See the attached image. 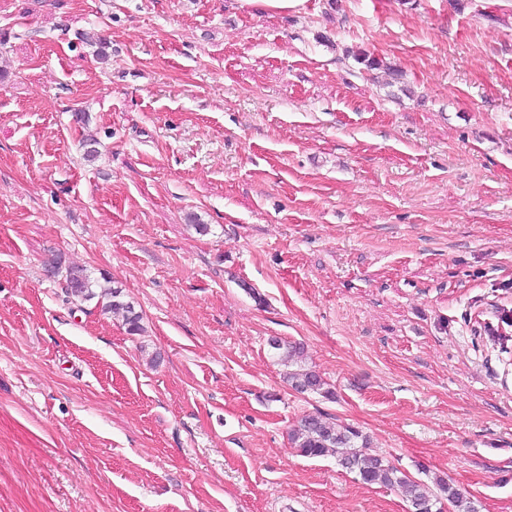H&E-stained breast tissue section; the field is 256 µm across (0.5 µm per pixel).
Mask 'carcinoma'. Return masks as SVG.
I'll use <instances>...</instances> for the list:
<instances>
[{"label":"carcinoma","mask_w":512,"mask_h":512,"mask_svg":"<svg viewBox=\"0 0 512 512\" xmlns=\"http://www.w3.org/2000/svg\"><path fill=\"white\" fill-rule=\"evenodd\" d=\"M67 293L79 301L98 299L102 312L122 316L130 333L141 331V317L132 303L123 300L122 289L102 284L90 278L85 270H68ZM271 348L286 366V381L299 393H317L332 398L333 391L326 387L321 375L304 363V348L298 343L270 340ZM291 443L307 457H321L336 451V462L355 474L362 482L396 487L402 491L413 509L437 510L448 505L450 512H478L475 502L456 485L442 476L433 477L432 484L415 479L390 464L378 454L370 452L367 436L349 425L328 421L322 414L303 416L290 431Z\"/></svg>","instance_id":"1"}]
</instances>
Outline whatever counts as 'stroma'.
<instances>
[{"label": "stroma", "mask_w": 512, "mask_h": 512, "mask_svg": "<svg viewBox=\"0 0 512 512\" xmlns=\"http://www.w3.org/2000/svg\"><path fill=\"white\" fill-rule=\"evenodd\" d=\"M311 413L512 512V0H0V512H409ZM306 0H237L240 9L262 13L288 12L303 8ZM76 269V270H74ZM68 270L66 276L67 293L71 298L79 301H90L98 298L103 313L121 314L130 334L141 331V317L135 312L134 306L129 301L123 300L122 289L107 285L110 281L101 284L98 280L90 278L85 269L74 268ZM77 274V276H74ZM269 345L278 351L279 360L290 368L285 376L291 389L299 393L323 394L321 396L328 399L333 397V391L325 387L328 384L321 375L304 363L303 346L299 343L285 344L277 338L271 339Z\"/></svg>", "instance_id": "obj_1"}]
</instances>
